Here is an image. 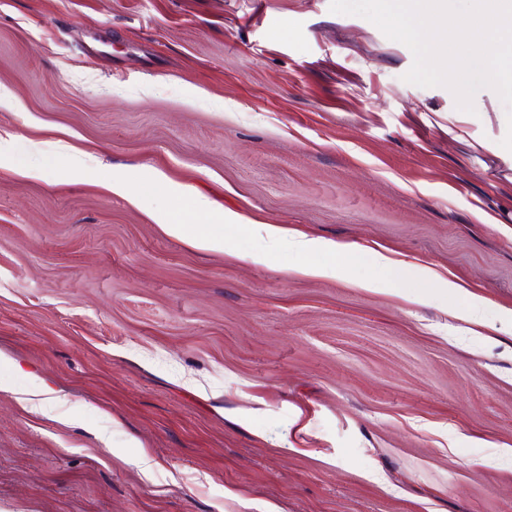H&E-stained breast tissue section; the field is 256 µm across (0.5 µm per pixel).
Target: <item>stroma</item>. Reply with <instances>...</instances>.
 <instances>
[{
    "label": "stroma",
    "mask_w": 512,
    "mask_h": 512,
    "mask_svg": "<svg viewBox=\"0 0 512 512\" xmlns=\"http://www.w3.org/2000/svg\"><path fill=\"white\" fill-rule=\"evenodd\" d=\"M329 5L0 0V512H512L503 132ZM153 219L165 233L184 240L194 248L209 251H223L224 249V241L222 239L212 237L204 231L199 230L192 235L186 234V224H180L182 220L176 218L174 205L157 212ZM265 234L272 245H278L288 241L296 250L300 252L322 251L331 255L336 253V245L329 242H318L312 239H291L288 240L284 231L279 225L267 224L264 227Z\"/></svg>",
    "instance_id": "1"
}]
</instances>
